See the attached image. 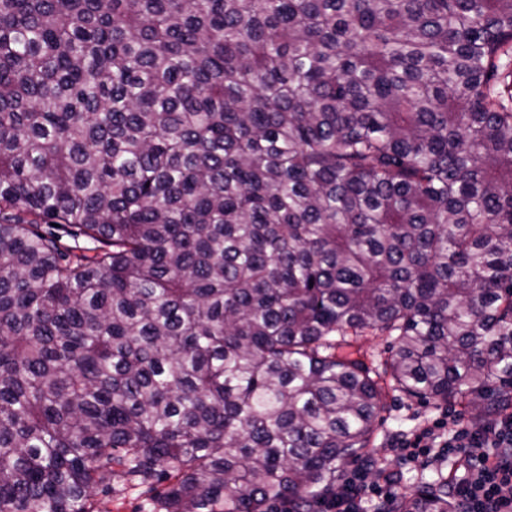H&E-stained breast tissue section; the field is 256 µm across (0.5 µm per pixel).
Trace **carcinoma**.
<instances>
[{
    "instance_id": "1",
    "label": "carcinoma",
    "mask_w": 512,
    "mask_h": 512,
    "mask_svg": "<svg viewBox=\"0 0 512 512\" xmlns=\"http://www.w3.org/2000/svg\"><path fill=\"white\" fill-rule=\"evenodd\" d=\"M507 75L512 0H0V512H311L388 393L511 410ZM393 338L391 336H370L364 345L365 361L372 367L381 368V364L388 356ZM99 508L110 512H155L152 510L150 494L142 489L126 490L112 493V500L108 501L98 496ZM106 507V509H104Z\"/></svg>"
}]
</instances>
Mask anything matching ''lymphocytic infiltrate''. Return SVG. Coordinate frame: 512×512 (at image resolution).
Listing matches in <instances>:
<instances>
[{"mask_svg":"<svg viewBox=\"0 0 512 512\" xmlns=\"http://www.w3.org/2000/svg\"><path fill=\"white\" fill-rule=\"evenodd\" d=\"M407 461L428 464L441 456L457 458L465 476L449 491L457 512H512V414L476 427L460 419L440 417L400 442ZM380 477L368 485V476ZM394 480L377 468L350 472L335 497L322 502L320 512H360L367 497L390 498Z\"/></svg>","mask_w":512,"mask_h":512,"instance_id":"f902f5d3","label":"lymphocytic infiltrate"}]
</instances>
